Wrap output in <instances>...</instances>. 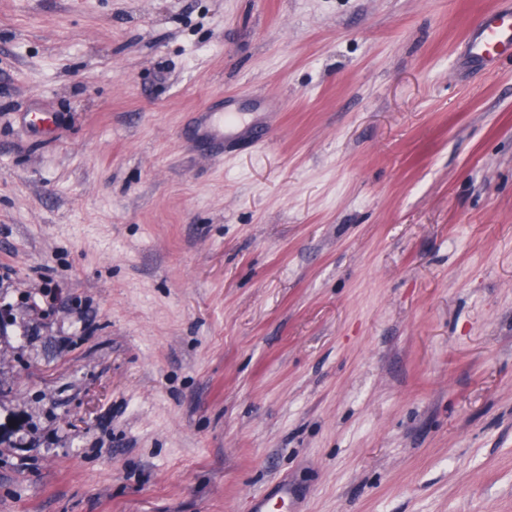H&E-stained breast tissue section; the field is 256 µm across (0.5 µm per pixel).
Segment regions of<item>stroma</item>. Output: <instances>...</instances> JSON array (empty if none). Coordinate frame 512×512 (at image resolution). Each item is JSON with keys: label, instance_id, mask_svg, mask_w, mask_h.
Listing matches in <instances>:
<instances>
[{"label": "stroma", "instance_id": "obj_1", "mask_svg": "<svg viewBox=\"0 0 512 512\" xmlns=\"http://www.w3.org/2000/svg\"><path fill=\"white\" fill-rule=\"evenodd\" d=\"M501 3L0 0V512H512ZM468 47L471 57L485 68H492L501 54L512 52V5L483 15L471 29ZM205 123L213 140L224 142V128L234 125L238 115L234 112H205Z\"/></svg>", "mask_w": 512, "mask_h": 512}]
</instances>
